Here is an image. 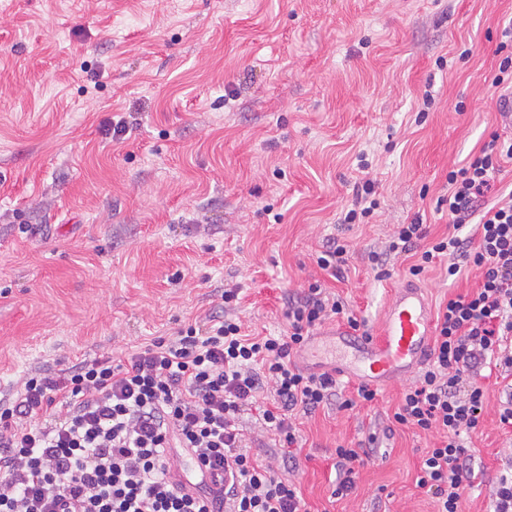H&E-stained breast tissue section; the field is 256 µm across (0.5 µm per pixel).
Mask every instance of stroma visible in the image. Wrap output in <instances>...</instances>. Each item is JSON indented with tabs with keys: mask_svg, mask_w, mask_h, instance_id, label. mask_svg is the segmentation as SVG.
Masks as SVG:
<instances>
[{
	"mask_svg": "<svg viewBox=\"0 0 512 512\" xmlns=\"http://www.w3.org/2000/svg\"><path fill=\"white\" fill-rule=\"evenodd\" d=\"M512 0H0V398L20 374L132 352L219 313L260 335L288 328L317 282L377 333L391 291L431 308L477 288L413 257L369 259L395 225L448 233V171L508 135L491 85ZM432 107H424L425 95ZM130 122L124 140L105 127ZM373 180L370 223H338ZM344 242L334 279L316 256ZM406 379L375 406L302 419L297 478L309 512H435L415 485L437 433L390 426ZM490 386L462 512H489L512 456ZM373 443L332 498L334 449Z\"/></svg>",
	"mask_w": 512,
	"mask_h": 512,
	"instance_id": "stroma-1",
	"label": "stroma"
}]
</instances>
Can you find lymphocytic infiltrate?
Returning a JSON list of instances; mask_svg holds the SVG:
<instances>
[{"label": "lymphocytic infiltrate", "mask_w": 512, "mask_h": 512, "mask_svg": "<svg viewBox=\"0 0 512 512\" xmlns=\"http://www.w3.org/2000/svg\"><path fill=\"white\" fill-rule=\"evenodd\" d=\"M509 162L512 137L492 133L448 172V235L428 240L417 217L371 256L380 268L417 256L414 276L441 258L452 276L465 265L481 271L478 288L439 307L427 363L393 414L398 425L439 435L416 476L437 512H461L475 477L469 440L490 384L502 387L498 421L512 432V193L489 198ZM470 223L474 234H464ZM238 294L225 291V315L206 328L155 339L127 360L99 356L21 375L0 399V512H308L293 477L299 416L369 405L378 393L361 385L344 396L335 374L306 371L296 356L326 320L361 324L313 283L289 299L286 334L250 336L232 313ZM254 409L281 458L261 463L247 453L240 419Z\"/></svg>", "instance_id": "obj_1"}]
</instances>
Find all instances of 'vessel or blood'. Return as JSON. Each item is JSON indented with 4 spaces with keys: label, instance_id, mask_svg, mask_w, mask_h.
I'll return each instance as SVG.
<instances>
[{
    "label": "vessel or blood",
    "instance_id": "1",
    "mask_svg": "<svg viewBox=\"0 0 512 512\" xmlns=\"http://www.w3.org/2000/svg\"><path fill=\"white\" fill-rule=\"evenodd\" d=\"M331 334L352 352L351 360L339 362V375L351 381L377 383L413 372L424 362L433 322L422 290L405 286L394 293L378 337L357 336L342 326L332 329Z\"/></svg>",
    "mask_w": 512,
    "mask_h": 512
}]
</instances>
